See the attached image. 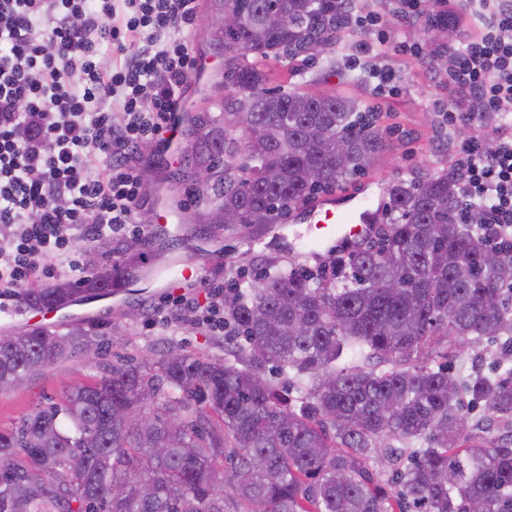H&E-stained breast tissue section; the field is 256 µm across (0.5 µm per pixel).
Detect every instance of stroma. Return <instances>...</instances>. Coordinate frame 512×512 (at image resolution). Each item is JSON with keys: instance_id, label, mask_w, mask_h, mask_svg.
I'll return each mask as SVG.
<instances>
[{"instance_id": "35a3bbf8", "label": "stroma", "mask_w": 512, "mask_h": 512, "mask_svg": "<svg viewBox=\"0 0 512 512\" xmlns=\"http://www.w3.org/2000/svg\"><path fill=\"white\" fill-rule=\"evenodd\" d=\"M393 31L399 40L421 45V54L375 55V30L347 28L340 32L333 49L334 67H320L318 62L303 56L271 60L265 65L268 87L309 94L340 93L357 98L362 111L373 113L387 149L373 168L338 188L341 196L369 195L378 185L447 170L454 163L459 133L442 117L450 93L440 82L438 68L430 61L433 52L445 51L447 44L439 39L433 26L401 22L394 24ZM378 69H390L397 74L395 95L381 102L373 91L372 73ZM140 159L149 180L140 207L142 219H154L156 185L178 182L175 199L191 217L197 242L208 245L207 252L190 256L199 268L195 296L205 297L212 286L231 283L245 269L312 266V259L296 253L292 239L214 231L192 190L188 178L192 164L185 155L168 163L150 145L141 148ZM159 301L156 295L131 296L127 307L137 308L138 318L134 321L127 319V308L97 309L92 318L101 331L111 336L110 354L90 350L65 364L52 366L43 376L20 388L0 392V424L11 425L34 407L59 402L69 386L98 379L104 365L111 362L137 363L170 346L187 354L216 359L237 355L238 349L230 337L213 335L205 325L195 322L183 329L176 323H155L153 313ZM501 355L500 341L490 339L462 348L449 364L453 373L468 378L493 370Z\"/></svg>"}]
</instances>
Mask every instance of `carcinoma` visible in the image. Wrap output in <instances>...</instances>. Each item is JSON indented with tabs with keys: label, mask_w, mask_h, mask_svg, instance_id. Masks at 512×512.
<instances>
[{
	"label": "carcinoma",
	"mask_w": 512,
	"mask_h": 512,
	"mask_svg": "<svg viewBox=\"0 0 512 512\" xmlns=\"http://www.w3.org/2000/svg\"><path fill=\"white\" fill-rule=\"evenodd\" d=\"M208 2L209 18L240 20L234 32L208 24L232 96L216 115L187 113L184 151L212 173L199 191L211 223L268 233L386 150L358 100L265 87L263 61L334 47L352 4ZM280 14L288 27L271 21ZM387 193L382 234L336 253L329 273L230 285L224 321L245 341L234 361L168 350L109 364L0 428V512H512V434H478L458 402L463 391L489 419L511 416L512 368L460 384L439 349L512 342V254L479 234L481 208L461 217L448 171ZM135 267L131 256L106 279L25 288L19 311L122 288ZM108 341L79 324L1 329L0 390ZM270 363L307 382L299 399L263 377ZM380 450L391 489L371 464Z\"/></svg>",
	"instance_id": "carcinoma-1"
}]
</instances>
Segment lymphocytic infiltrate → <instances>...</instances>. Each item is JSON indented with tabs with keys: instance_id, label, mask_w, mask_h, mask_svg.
<instances>
[{
	"instance_id": "obj_1",
	"label": "lymphocytic infiltrate",
	"mask_w": 512,
	"mask_h": 512,
	"mask_svg": "<svg viewBox=\"0 0 512 512\" xmlns=\"http://www.w3.org/2000/svg\"><path fill=\"white\" fill-rule=\"evenodd\" d=\"M483 22L450 49L449 125L493 121L491 144H457L465 205L481 235L512 247V0H467ZM199 0H0V299L85 269L77 238L145 233L141 144L166 130L198 69L186 36ZM222 289L208 304L166 296L159 317L189 308L224 329Z\"/></svg>"
}]
</instances>
